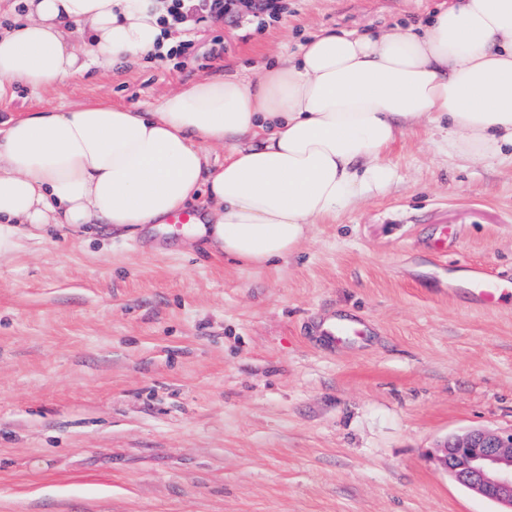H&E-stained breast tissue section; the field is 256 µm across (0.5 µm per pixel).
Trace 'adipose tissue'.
Here are the masks:
<instances>
[{"label":"adipose tissue","instance_id":"ef3b65f1","mask_svg":"<svg viewBox=\"0 0 512 512\" xmlns=\"http://www.w3.org/2000/svg\"><path fill=\"white\" fill-rule=\"evenodd\" d=\"M0 29V94L56 86L167 52L160 0H19ZM448 122V148H512V0H461L378 37L320 32L263 69L188 85L150 112L82 104L0 123V229L185 225L256 266L294 254L313 224L394 178L391 146ZM229 150L223 163L209 149Z\"/></svg>","mask_w":512,"mask_h":512}]
</instances>
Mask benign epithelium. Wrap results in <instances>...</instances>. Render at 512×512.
<instances>
[{
    "mask_svg": "<svg viewBox=\"0 0 512 512\" xmlns=\"http://www.w3.org/2000/svg\"><path fill=\"white\" fill-rule=\"evenodd\" d=\"M439 466L474 494L512 512V431H468L436 447Z\"/></svg>",
    "mask_w": 512,
    "mask_h": 512,
    "instance_id": "obj_1",
    "label": "benign epithelium"
}]
</instances>
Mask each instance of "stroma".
Returning <instances> with one entry per match:
<instances>
[{
  "mask_svg": "<svg viewBox=\"0 0 512 512\" xmlns=\"http://www.w3.org/2000/svg\"><path fill=\"white\" fill-rule=\"evenodd\" d=\"M262 31L190 24L184 65L125 60L0 116L105 101L151 110L323 30L425 23L454 0H280ZM393 182L259 268L182 227L23 226L0 255V512H498L438 466L447 436L512 430V158L449 151L424 122ZM363 335L330 342L321 320ZM470 293L480 299L483 304H495L508 297V288H502L497 276L480 268H474L470 279Z\"/></svg>",
  "mask_w": 512,
  "mask_h": 512,
  "instance_id": "1",
  "label": "stroma"
}]
</instances>
